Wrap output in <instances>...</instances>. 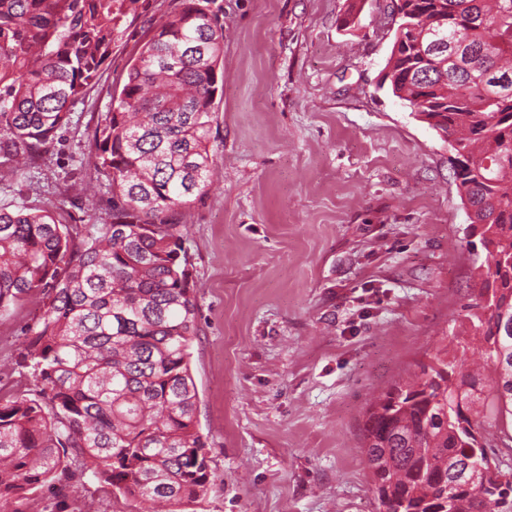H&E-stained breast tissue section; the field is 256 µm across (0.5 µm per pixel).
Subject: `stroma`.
<instances>
[{"label":"stroma","mask_w":512,"mask_h":512,"mask_svg":"<svg viewBox=\"0 0 512 512\" xmlns=\"http://www.w3.org/2000/svg\"><path fill=\"white\" fill-rule=\"evenodd\" d=\"M178 0H147L49 151L0 166L69 224L109 219L93 134L129 61ZM224 87L213 183L182 212L199 334L191 369L218 479L194 512H379L362 450L369 401L468 325V212L448 142L378 83L397 26L389 0H214ZM41 298L0 320V388L21 376ZM137 512L92 476L43 512Z\"/></svg>","instance_id":"obj_1"}]
</instances>
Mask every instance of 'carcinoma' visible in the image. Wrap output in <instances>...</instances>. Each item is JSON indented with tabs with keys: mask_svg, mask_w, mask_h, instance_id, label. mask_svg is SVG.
<instances>
[{
	"mask_svg": "<svg viewBox=\"0 0 512 512\" xmlns=\"http://www.w3.org/2000/svg\"><path fill=\"white\" fill-rule=\"evenodd\" d=\"M214 0H179L130 61L94 134L112 213L76 228L24 199L0 205V319L41 295L27 331L33 393L0 396V503L91 472L142 505L186 512L216 481L191 373L198 336L182 209L219 166L209 141L224 57ZM381 84L435 122L491 260L473 261L470 334L366 411L363 448L382 512H512V0H399ZM140 0H0V159L46 153L95 85ZM432 72L422 83L417 75Z\"/></svg>",
	"mask_w": 512,
	"mask_h": 512,
	"instance_id": "1",
	"label": "carcinoma"
}]
</instances>
